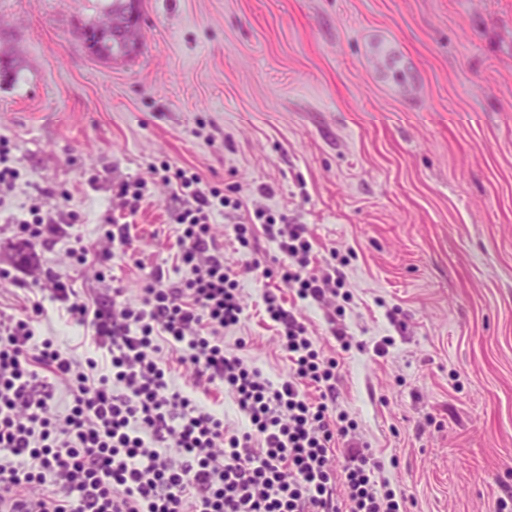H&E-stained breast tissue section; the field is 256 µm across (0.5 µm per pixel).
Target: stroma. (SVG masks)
<instances>
[{
	"mask_svg": "<svg viewBox=\"0 0 512 512\" xmlns=\"http://www.w3.org/2000/svg\"><path fill=\"white\" fill-rule=\"evenodd\" d=\"M98 8L0 0V139L20 172L0 193V269L34 208L52 222L28 285L53 271L90 299L116 280L137 301L155 267L175 274L164 163L241 200L213 222L225 265L236 222L286 215L346 282L320 306L241 271L246 356L291 374L272 289L336 360L337 408L410 512H512V0H142L138 48L108 61L76 35ZM372 33L408 67L376 68ZM126 182L147 193L133 215ZM114 222L128 254L73 264L68 232L93 255ZM33 328L105 356L56 311Z\"/></svg>",
	"mask_w": 512,
	"mask_h": 512,
	"instance_id": "35a3bbf8",
	"label": "stroma"
}]
</instances>
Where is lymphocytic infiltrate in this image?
Instances as JSON below:
<instances>
[{"label":"lymphocytic infiltrate","mask_w":512,"mask_h":512,"mask_svg":"<svg viewBox=\"0 0 512 512\" xmlns=\"http://www.w3.org/2000/svg\"><path fill=\"white\" fill-rule=\"evenodd\" d=\"M161 179L190 196L177 217L185 279L168 284L156 270L133 304L119 287L88 302L62 277H46L48 301L93 329L109 373L37 337L30 318L0 322V512H339L340 491L349 512H400L354 424L337 411L335 360L276 294L264 292L263 302L292 376L265 377L243 357L244 338L225 344L246 311L212 233L215 212L230 201L180 168L163 166ZM255 216L300 299L321 303L343 286L339 269H311L305 225L276 223L267 208ZM169 355L190 369L193 387L224 384L250 431L231 430L184 395L167 375ZM43 370L51 381L40 379Z\"/></svg>","instance_id":"obj_1"}]
</instances>
